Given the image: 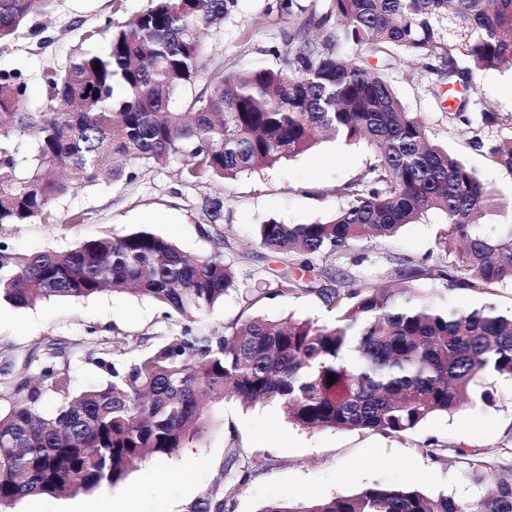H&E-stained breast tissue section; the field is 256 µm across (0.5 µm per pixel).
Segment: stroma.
Segmentation results:
<instances>
[{
	"label": "stroma",
	"instance_id": "stroma-1",
	"mask_svg": "<svg viewBox=\"0 0 512 512\" xmlns=\"http://www.w3.org/2000/svg\"><path fill=\"white\" fill-rule=\"evenodd\" d=\"M277 0H237L221 26L207 38L211 66L221 73L279 68L293 26L278 12ZM151 0H58L47 14L33 13L37 34H23L0 44V68L22 72L28 80L30 110L45 107L49 79L65 61L80 34L96 31V49L108 43L109 25H122L144 12ZM390 81L407 111L425 121L431 139L464 160L484 183L495 204L480 219L481 231L495 236L512 227V176L486 150L474 149L464 126L448 123V102L433 95L434 76L397 60ZM480 107L512 113V71L476 74L471 93ZM373 157L362 144L317 139L313 147L284 158L273 167L245 172L229 185L183 184L180 163L135 166V177L71 189L54 203V222L0 225V242L15 252H63L95 236H121L147 229L176 243L192 256L214 253L216 242L203 235L204 196L224 195V222L219 231L227 246L224 260L237 274L235 288L204 314L203 328L227 326L244 316L280 319L287 316L317 325L334 318L315 293L278 296L270 286L272 255L256 241V226L273 218L284 224L328 220L340 207L336 184L359 172ZM78 213L81 223H68ZM444 216L431 210L416 223L385 240H364L343 253L340 265L357 285L385 286L396 279V258L417 263L436 260L435 238ZM422 296L443 298L462 309L491 303L512 314V287L492 293L446 292L438 281L420 280ZM177 316L161 303L132 293L103 292L87 299L53 298L31 307L0 305V364L23 363L40 342L62 343L69 353L76 390L107 383L96 361L98 344L128 336L127 359L149 344L166 341L178 329ZM492 405L466 404L456 413L428 418L401 435L371 430H308L287 421L273 403L246 407L233 399L207 404L208 425L201 438L168 457L146 459L114 484L72 495H40L18 500L11 512H69L75 502L91 505L102 495H133L136 512H188L201 496L224 495L225 512H261L270 503L296 507L311 499L352 495L375 484L399 486L416 482L430 494L459 498L484 496L491 485L512 477V381L493 385ZM447 451L435 459V449ZM482 464V480L472 477L471 461Z\"/></svg>",
	"mask_w": 512,
	"mask_h": 512
}]
</instances>
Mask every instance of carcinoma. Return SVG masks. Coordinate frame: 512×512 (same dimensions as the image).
Returning a JSON list of instances; mask_svg holds the SVG:
<instances>
[{
	"mask_svg": "<svg viewBox=\"0 0 512 512\" xmlns=\"http://www.w3.org/2000/svg\"><path fill=\"white\" fill-rule=\"evenodd\" d=\"M298 0L277 8L303 14L285 40L298 42L277 69L211 70L206 37L234 0H152L112 26L108 46L79 37L49 79L43 112L25 111L28 82L0 69V224L53 217L56 199L77 185L135 176L130 165L177 159L195 185L234 180L308 150L325 133L363 141L373 160L336 185L342 207L327 222L259 225L261 248L285 269L271 274L276 295L318 292L336 311L329 325L249 316L208 329L200 316L235 287L222 254L191 258L161 235L136 230L86 239L65 251L20 254L0 242V303L32 306L51 298L134 292L184 317L179 333L128 363L127 337L100 342L96 363L112 381L75 393L66 351L50 341L21 371L0 368V510L39 495H67L114 484L149 456L163 457L199 439L203 395L245 405L275 402L303 428L400 434L468 401L493 403L485 378L512 380V317L485 304L439 306L404 280L441 281L446 290L491 292L512 286V229L483 234L476 214L493 205L476 173L430 143L426 123L405 111L386 70L407 57L452 88L475 74L512 69V0ZM32 0H0V44L20 37ZM349 43L358 54L339 47ZM378 57L373 67L368 56ZM200 93L173 100L187 86ZM448 123L487 148L512 175V136L485 143L492 127L512 128V113L470 111L460 100ZM27 151L17 159L15 137ZM208 233L224 221V197L202 203ZM437 210L445 223L437 259L396 258L397 288H321L337 280L338 256L356 241L389 238ZM311 272L313 279L295 271ZM335 381L328 383V375ZM53 396L51 417L42 403ZM190 512H224L209 495ZM261 512H512V479L479 499L428 494L417 484L374 485L357 494Z\"/></svg>",
	"mask_w": 512,
	"mask_h": 512,
	"instance_id": "obj_1",
	"label": "carcinoma"
}]
</instances>
